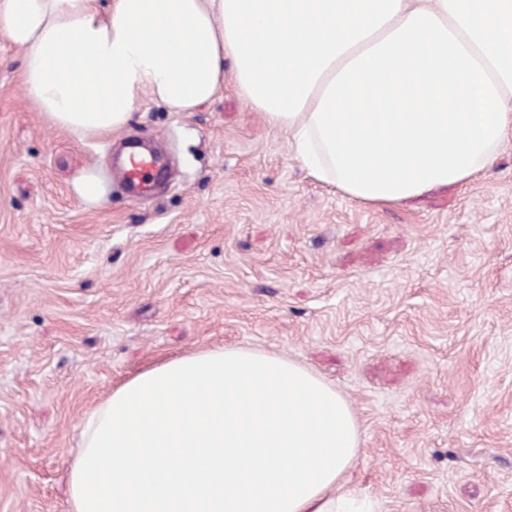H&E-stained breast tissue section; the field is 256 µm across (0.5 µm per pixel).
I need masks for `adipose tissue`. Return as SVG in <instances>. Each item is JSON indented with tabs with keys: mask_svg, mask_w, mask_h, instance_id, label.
Listing matches in <instances>:
<instances>
[{
	"mask_svg": "<svg viewBox=\"0 0 512 512\" xmlns=\"http://www.w3.org/2000/svg\"><path fill=\"white\" fill-rule=\"evenodd\" d=\"M28 99L81 138L142 97L193 112L232 71L314 180L386 205L484 173L512 139V0H0ZM347 400L277 354L221 346L83 417L69 512H375L351 488Z\"/></svg>",
	"mask_w": 512,
	"mask_h": 512,
	"instance_id": "obj_1",
	"label": "adipose tissue"
}]
</instances>
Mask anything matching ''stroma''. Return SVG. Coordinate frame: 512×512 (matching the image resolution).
Segmentation results:
<instances>
[{"mask_svg": "<svg viewBox=\"0 0 512 512\" xmlns=\"http://www.w3.org/2000/svg\"><path fill=\"white\" fill-rule=\"evenodd\" d=\"M0 36V512H67L82 419L206 346L294 360L350 404L379 512H512V142L484 174L389 206L310 178L232 74L181 115L143 97L78 139ZM153 198L75 190L130 137Z\"/></svg>", "mask_w": 512, "mask_h": 512, "instance_id": "35a3bbf8", "label": "stroma"}]
</instances>
